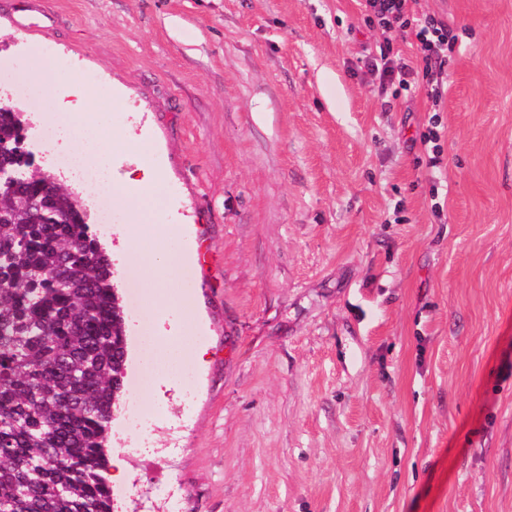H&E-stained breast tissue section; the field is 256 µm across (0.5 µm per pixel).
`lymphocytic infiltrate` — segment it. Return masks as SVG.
<instances>
[{"instance_id":"obj_1","label":"lymphocytic infiltrate","mask_w":512,"mask_h":512,"mask_svg":"<svg viewBox=\"0 0 512 512\" xmlns=\"http://www.w3.org/2000/svg\"><path fill=\"white\" fill-rule=\"evenodd\" d=\"M416 3L417 0H362L369 27L385 34L412 37L416 47L414 55L405 58L394 53L391 42H383L378 51L367 56L365 65L380 87L395 83L405 91L413 86L424 90L435 112L420 134V143L427 156V166L438 168L443 164L441 138L444 124L439 111L446 94L444 74L455 53L458 38L442 18L417 13Z\"/></svg>"}]
</instances>
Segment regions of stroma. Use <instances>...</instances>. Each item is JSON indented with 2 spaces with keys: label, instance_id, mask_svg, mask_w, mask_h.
<instances>
[{
  "label": "stroma",
  "instance_id": "35a3bbf8",
  "mask_svg": "<svg viewBox=\"0 0 512 512\" xmlns=\"http://www.w3.org/2000/svg\"><path fill=\"white\" fill-rule=\"evenodd\" d=\"M418 8L471 32L439 169L424 92L363 65L358 0H0V71L54 68L18 100L36 164L71 91L113 136L114 512H512V0ZM144 153L197 317L161 409L144 344L183 311L145 305L120 234ZM444 124L439 113L430 116L424 131L420 133V143L426 153L428 168H440L443 164V148L441 145Z\"/></svg>",
  "mask_w": 512,
  "mask_h": 512
}]
</instances>
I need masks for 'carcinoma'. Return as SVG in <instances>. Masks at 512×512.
Here are the masks:
<instances>
[{"label": "carcinoma", "mask_w": 512, "mask_h": 512, "mask_svg": "<svg viewBox=\"0 0 512 512\" xmlns=\"http://www.w3.org/2000/svg\"><path fill=\"white\" fill-rule=\"evenodd\" d=\"M0 102V512H112L107 445L128 342L112 262L80 201Z\"/></svg>", "instance_id": "obj_1"}]
</instances>
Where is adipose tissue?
<instances>
[{"mask_svg":"<svg viewBox=\"0 0 512 512\" xmlns=\"http://www.w3.org/2000/svg\"><path fill=\"white\" fill-rule=\"evenodd\" d=\"M122 234L142 269L148 306L154 308L162 304L182 303L186 306V320H193L194 310L187 307V297L179 286L176 256L170 244L168 226L155 224L146 230L139 224H127ZM189 344L186 325L179 327L174 335L155 339L151 352L157 387H170L176 380L180 354Z\"/></svg>","mask_w":512,"mask_h":512,"instance_id":"adipose-tissue-1","label":"adipose tissue"}]
</instances>
